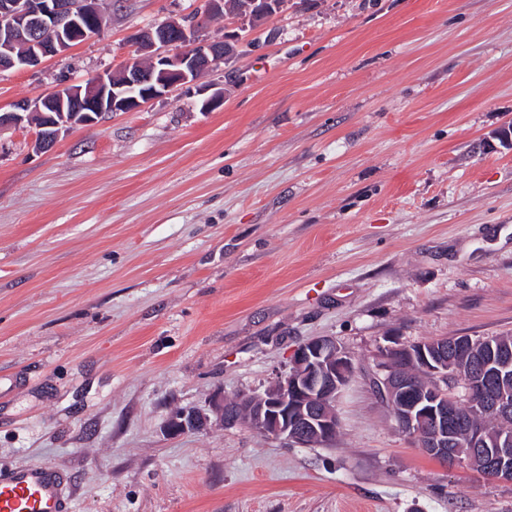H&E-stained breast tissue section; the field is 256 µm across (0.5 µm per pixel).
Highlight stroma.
Listing matches in <instances>:
<instances>
[{
  "mask_svg": "<svg viewBox=\"0 0 512 512\" xmlns=\"http://www.w3.org/2000/svg\"><path fill=\"white\" fill-rule=\"evenodd\" d=\"M104 32L0 72V112L125 63L205 0H102ZM196 88L34 148L0 131V468L73 512H512L372 388L392 342L512 334V0H284ZM223 93L214 110L203 96ZM355 372L327 446L178 410L262 392L304 341ZM210 417L196 411H179L171 416L168 429L172 432H185L204 429ZM66 471L51 463L0 470V512H71Z\"/></svg>",
  "mask_w": 512,
  "mask_h": 512,
  "instance_id": "35a3bbf8",
  "label": "stroma"
}]
</instances>
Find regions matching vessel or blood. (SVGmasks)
I'll list each match as a JSON object with an SVG mask.
<instances>
[{
    "label": "vessel or blood",
    "instance_id": "1",
    "mask_svg": "<svg viewBox=\"0 0 512 512\" xmlns=\"http://www.w3.org/2000/svg\"><path fill=\"white\" fill-rule=\"evenodd\" d=\"M72 486L55 464L0 470V512H71Z\"/></svg>",
    "mask_w": 512,
    "mask_h": 512
}]
</instances>
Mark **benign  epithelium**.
Returning a JSON list of instances; mask_svg holds the SVG:
<instances>
[{"instance_id": "obj_1", "label": "benign epithelium", "mask_w": 512, "mask_h": 512, "mask_svg": "<svg viewBox=\"0 0 512 512\" xmlns=\"http://www.w3.org/2000/svg\"><path fill=\"white\" fill-rule=\"evenodd\" d=\"M105 29V16L98 0H0V71L32 69L48 56ZM238 37L223 35L218 40L192 39L184 22L167 18L133 34V54L116 74H98L83 86H66L53 95L23 98L14 109L0 116V129L20 126L27 119L56 112L59 119L48 125L52 132L42 134L37 148H51L61 131L70 124H93L112 112H131L141 104L168 95L178 86L191 87L203 73L224 62ZM144 88L142 97H132L135 88ZM417 361L435 376L447 377L448 359L419 345L396 344L383 352L385 375L373 382L401 428L412 432L424 423L431 434L419 447L436 459L454 464L464 460L500 479L512 480V440L487 442L486 437L469 430V450H460L459 434L448 430L455 418L442 385L424 390L412 387L398 357ZM353 359L336 339L317 337L301 344L294 353L288 373L278 376L260 394L246 397L249 427L252 431L306 448L336 438L339 418L336 397L349 382ZM481 409L507 417L512 403L505 397L480 403ZM213 413L226 427L238 424L236 409L227 396L219 397ZM210 417L196 411H179L171 416L172 432L201 430Z\"/></svg>"}]
</instances>
